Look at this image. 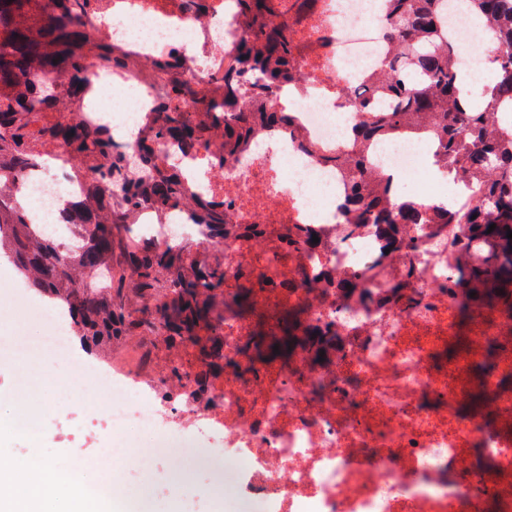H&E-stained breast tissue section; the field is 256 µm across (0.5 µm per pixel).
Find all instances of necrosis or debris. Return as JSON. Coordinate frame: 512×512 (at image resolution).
I'll list each match as a JSON object with an SVG mask.
<instances>
[{"mask_svg":"<svg viewBox=\"0 0 512 512\" xmlns=\"http://www.w3.org/2000/svg\"><path fill=\"white\" fill-rule=\"evenodd\" d=\"M378 0H316L298 38L305 45L296 67L303 90L285 93L279 109L294 124L259 130L239 161L222 160L217 147L182 146L162 150L183 178L208 201L222 205L236 224H296L323 242L318 251L289 255L273 269L275 286L258 294L266 308L288 301L304 304L312 325L332 326L338 348L329 363L317 364L297 352L290 368L270 363L250 367L241 348L249 320L224 323L223 373L198 382L185 349L160 361V374L145 373L122 346L100 371L72 358L58 310L29 305L44 323L38 342L23 336L0 338V364L45 352L68 360L71 385L96 374L109 388V419L119 432L151 429V454L190 447L183 467L209 483L228 484L231 493L257 512H512V435L487 426L458 409L472 367L485 343L502 325L473 309L469 345L437 367L436 356L452 340L457 324L455 258L464 250L468 224L405 225L411 248L390 251L374 227L344 224L339 211L348 197V176L325 164L324 155L354 149L337 85L353 88L382 76L386 15ZM91 38L107 36L123 52L142 60L175 57L198 89L234 69L239 31L232 0H207L203 11L186 0H93L80 19ZM477 20L448 17L460 82L473 79L469 49L480 41ZM133 101L127 120L140 123L157 115L161 100L150 81L128 70L102 72L89 66L86 91L68 104L92 128H108L127 154L136 141L119 133L107 110L109 92ZM422 139L403 136L373 143L375 164L397 171V197L427 200L440 190L420 157ZM84 180L73 162L57 163L26 177L24 207L41 233L68 238V207L81 197ZM140 234L160 247L191 245L200 230L182 216L180 223L144 220ZM268 236L224 246L228 274L260 267L271 254ZM359 278L363 292L348 298L336 292L340 279ZM409 279L411 298L378 300L382 283ZM182 364L186 374L169 382L165 368ZM512 375V346L482 379L494 409L512 422V392L501 380ZM492 463L471 466L474 452ZM146 457L127 454L112 464L96 495L112 501V512H158V491L147 478ZM122 486L132 494H119Z\"/></svg>","mask_w":512,"mask_h":512,"instance_id":"obj_1","label":"necrosis or debris"}]
</instances>
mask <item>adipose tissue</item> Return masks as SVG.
<instances>
[{
  "instance_id": "obj_1",
  "label": "adipose tissue",
  "mask_w": 512,
  "mask_h": 512,
  "mask_svg": "<svg viewBox=\"0 0 512 512\" xmlns=\"http://www.w3.org/2000/svg\"><path fill=\"white\" fill-rule=\"evenodd\" d=\"M62 484L61 472L40 458L0 467V512H41L43 502L59 497Z\"/></svg>"
}]
</instances>
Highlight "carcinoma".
Returning <instances> with one entry per match:
<instances>
[{
  "label": "carcinoma",
  "instance_id": "1",
  "mask_svg": "<svg viewBox=\"0 0 512 512\" xmlns=\"http://www.w3.org/2000/svg\"><path fill=\"white\" fill-rule=\"evenodd\" d=\"M89 2L0 0V249L30 287L67 311L85 346L109 356L128 336L160 338L170 348L190 344L196 374L205 379L224 370V319L250 317L256 293L272 287L268 276L245 273L226 289L224 263L217 258L224 243L260 232L287 250L315 251L320 244L293 225L233 224L223 206L206 201L194 208L195 223L206 238L195 251L137 244L133 228L146 209L162 218L195 200L177 167L160 158L161 148L205 144L219 136L222 158L230 159L252 134L255 121L292 125L291 113L276 108V95L300 80L292 61L302 46L293 28L304 23L308 0H297L294 14L282 23L277 22L282 0H236L242 35L235 77L214 79L193 110L182 105L190 89L180 68L172 60L160 61L153 76L163 86V117L138 131L135 164L126 162L106 130L89 128L76 113L60 111L85 90L90 50L96 51L101 70L142 72L139 62L118 53L106 38L89 41L78 23ZM384 3V80L340 89L342 101L361 114L356 150L325 157L351 177L346 223L371 224L392 246H411L399 225L423 223L419 205L392 201L391 178L371 168L365 147L372 140L410 134L430 139L436 162L482 190L480 203L464 205L463 215L445 210L428 220L457 224L463 219L471 225L458 267L457 314L479 306L496 319L512 321V239L507 238L512 230V122L499 119L503 104H512V0H465L468 13L479 17L502 47L494 55V81L475 103L454 76L453 50L441 31V0ZM241 87L249 102L230 106ZM46 143L87 166L71 245L41 236L19 203L23 179ZM335 345L336 332L310 325L303 306L293 304L281 311L275 330L253 326L243 353L252 366L270 361L286 366L299 350L327 362ZM483 376L473 377L467 404L497 422L480 385Z\"/></svg>",
  "mask_w": 512,
  "mask_h": 512
}]
</instances>
